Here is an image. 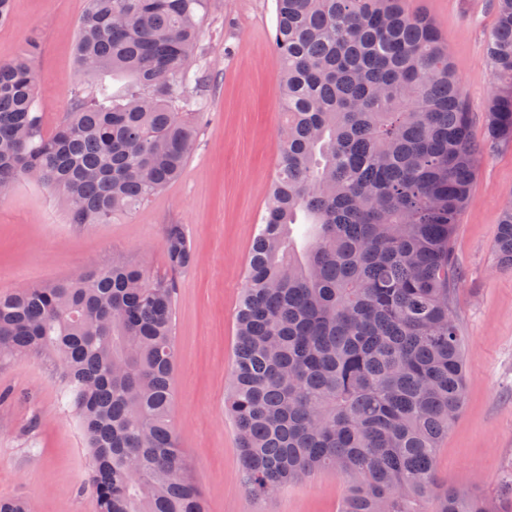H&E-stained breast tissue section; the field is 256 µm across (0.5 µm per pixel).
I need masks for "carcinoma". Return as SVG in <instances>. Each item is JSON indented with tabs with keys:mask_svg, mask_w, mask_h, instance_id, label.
<instances>
[{
	"mask_svg": "<svg viewBox=\"0 0 512 512\" xmlns=\"http://www.w3.org/2000/svg\"><path fill=\"white\" fill-rule=\"evenodd\" d=\"M285 120L246 268L224 413L242 481L265 500L317 471L345 485L340 512H512L442 486L435 458L462 408L464 346L451 316V240L479 150L435 24L408 0H275ZM205 0H88L78 77L132 78L122 97L79 87L46 133L36 44L0 64V194L34 177L74 224H109L176 180L196 149L186 71ZM486 50L491 144L512 141V0H496ZM311 225L303 252L292 225ZM168 267L194 253L166 226ZM497 262L512 268V205ZM175 288L121 259L0 294V359L53 356L94 466L97 512H204L171 413ZM0 512H32L24 498Z\"/></svg>",
	"mask_w": 512,
	"mask_h": 512,
	"instance_id": "carcinoma-1",
	"label": "carcinoma"
}]
</instances>
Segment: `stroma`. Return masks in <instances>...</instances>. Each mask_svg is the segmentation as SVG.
Returning <instances> with one entry per match:
<instances>
[{
  "label": "stroma",
  "instance_id": "1",
  "mask_svg": "<svg viewBox=\"0 0 512 512\" xmlns=\"http://www.w3.org/2000/svg\"><path fill=\"white\" fill-rule=\"evenodd\" d=\"M448 45L471 112L472 141L483 146L452 256L460 280L452 314L465 341L463 408L437 452L440 483L495 496L512 467V270L495 254L498 219L512 201V144L488 143L485 114L494 85L485 44L494 0H409ZM86 0H12L0 22V63L28 42L45 129L68 112L79 83L74 61ZM199 49L190 109L202 113L198 147L182 175L109 224L69 220L56 191L20 182L0 198V292L52 283L111 266L119 257L152 278L171 276L176 365L173 422L187 471L207 512H338L344 483L323 471L252 500L240 478L236 429L224 413L235 344V314L245 265L280 155L281 73L271 40L275 0H207L198 16ZM184 225L191 268L170 273L161 247L166 225ZM0 498L24 497L34 512H96L81 487L91 458L53 359L0 363Z\"/></svg>",
  "mask_w": 512,
  "mask_h": 512
}]
</instances>
